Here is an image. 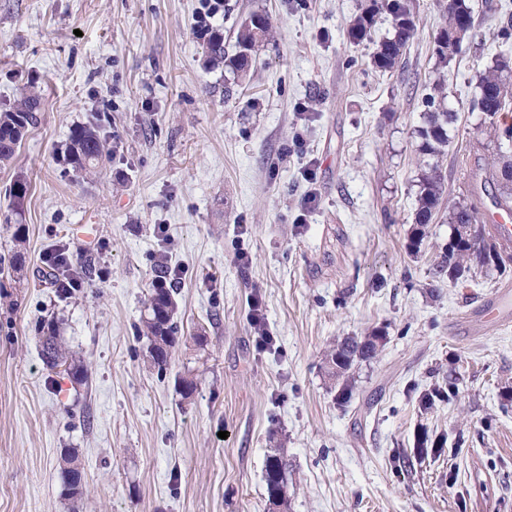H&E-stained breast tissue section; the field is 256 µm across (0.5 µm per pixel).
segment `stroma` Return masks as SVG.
Instances as JSON below:
<instances>
[{
    "label": "stroma",
    "mask_w": 512,
    "mask_h": 512,
    "mask_svg": "<svg viewBox=\"0 0 512 512\" xmlns=\"http://www.w3.org/2000/svg\"><path fill=\"white\" fill-rule=\"evenodd\" d=\"M466 2L476 34L450 64L432 52L436 0H414V40L382 72L387 21L361 43L348 34L360 0H0V109L27 86L44 98L0 167V512H269L275 448L291 466L281 512H512V305L482 314L512 268L429 274L449 209L494 208L460 171L497 157L469 103L512 0ZM256 12L273 36L225 98L203 46L216 31L232 46ZM440 76L459 120L442 208L414 252L418 131ZM96 113L118 148L86 175L62 155ZM19 176L31 191L18 208ZM62 247L86 268L66 298L38 281ZM160 259L181 272L161 370L137 334ZM47 321L85 383L45 368ZM373 330L379 355L340 401L324 355ZM451 375L455 400L421 413L420 394ZM423 426L464 444L408 461ZM67 450L86 483L75 504L61 494Z\"/></svg>",
    "instance_id": "stroma-1"
}]
</instances>
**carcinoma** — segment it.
I'll return each mask as SVG.
<instances>
[{
    "mask_svg": "<svg viewBox=\"0 0 512 512\" xmlns=\"http://www.w3.org/2000/svg\"><path fill=\"white\" fill-rule=\"evenodd\" d=\"M441 7L446 16L445 23L438 29L440 33H449L458 26L467 30L475 29L474 18L466 0H441ZM385 15L391 31L378 44L373 54L376 68L387 71L393 69L402 58L403 52L415 35V26L406 25V20L412 16V0H366L361 5L350 28V36L356 42L370 37L371 30L379 15ZM271 32L270 18L262 13L252 14L242 23L237 31L234 50L224 47V36L215 34L209 38L207 57L212 65H224L227 73V83L224 86V98L233 94L232 85L251 65L253 55L264 46ZM501 51L491 67L481 76L478 94L472 101V109L485 115L490 127L498 129L497 119L504 112H512V69H507L504 59L512 50V19L501 27ZM437 94L425 98L424 126L419 130L421 143L419 153L432 159L425 165L420 183L418 207L414 214L413 235L410 246L416 248L426 235L428 226L437 219L441 209L442 184L444 178L438 164L439 158L448 152L451 144L448 127L458 121V113L448 108L447 95L444 87L435 85ZM42 111V96L36 92L27 91L10 107L0 111V163H8L14 157L23 139L37 122V113ZM110 135L97 116L75 126L69 136L65 149V157L72 167L84 173L92 172L100 163L110 158ZM494 188L493 202L502 209L512 211V161L507 160L493 165L484 179ZM448 223L451 224V234L448 246L443 248L440 260L435 262L430 274L434 278H448L450 282L465 279L476 267L482 269L502 270L512 262V253L507 247H501L497 253V261L477 264L469 253L465 230L475 224L481 225V230L493 240L499 239L496 226L486 229L481 224L479 212L475 206L458 205L448 211ZM73 266L69 263L55 265L46 272L62 295L71 293L67 288L72 279ZM147 314L143 319L144 336L148 339V354L151 363L159 368L166 366L169 350L177 342V326L173 321L174 301L170 288H154L151 290L147 304ZM41 355L44 364L56 369L67 367L70 374L79 382L87 379L84 369L76 365L73 353L66 349L57 336L53 323H48L39 336ZM384 340L378 332L372 331L365 336H346L330 348L325 355L327 373L332 384L337 388V395L343 400L351 398L353 392L352 378L354 369L362 363L371 361L378 356L379 348ZM455 393L453 386L435 385L427 390L420 399L423 410L434 409L437 403L447 402ZM462 447V439L456 438L448 442V435H429L427 429H422L417 437L416 455L422 460L429 454L442 452L446 446ZM64 466L61 469V495L69 499H78L84 493L85 482L80 468L74 465V457L70 451L63 454ZM288 462L280 452L268 455L265 466V486L267 497H272L276 491L281 492L272 505L279 508L288 499Z\"/></svg>",
    "mask_w": 512,
    "mask_h": 512,
    "instance_id": "carcinoma-1",
    "label": "carcinoma"
}]
</instances>
